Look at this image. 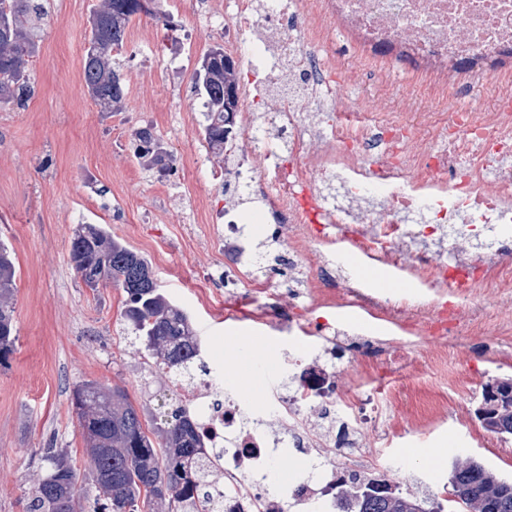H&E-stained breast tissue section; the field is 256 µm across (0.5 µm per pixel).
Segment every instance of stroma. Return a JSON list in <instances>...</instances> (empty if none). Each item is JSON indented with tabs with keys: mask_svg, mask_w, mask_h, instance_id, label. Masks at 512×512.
I'll use <instances>...</instances> for the list:
<instances>
[{
	"mask_svg": "<svg viewBox=\"0 0 512 512\" xmlns=\"http://www.w3.org/2000/svg\"><path fill=\"white\" fill-rule=\"evenodd\" d=\"M204 2L205 13L192 14L179 0H153L151 13L133 19L114 57L128 95L122 111L105 112L82 77L98 0H45L29 65L33 93L24 106L0 108V241L16 266L17 336L9 362L0 366V512H28L46 449L65 452L77 473L87 475L86 444L71 404L78 384L124 388L149 421L169 390L167 377L149 368L144 350L126 339L123 290H89L74 270L70 242L79 225H103L144 257L167 295L190 313L197 335L220 339L226 389L237 388L239 367L261 391L282 384L278 361L285 351L306 365L335 364L336 380L344 382L381 335L374 329L300 343L273 326L225 319L224 255L210 245L224 227L198 219L203 204L224 205V160L207 149L206 106L193 82L203 55L224 42L225 0ZM144 126L153 127L174 155L172 173L135 159L133 134ZM272 231L261 225L250 246L266 256L285 292L297 287L298 275ZM232 291L244 294L239 287ZM505 346L488 337L471 342V383L449 388L445 423L423 431L412 426L416 405L409 393L424 381L412 366L414 348L401 349L391 371L374 372L367 389L392 394L404 428L391 436L370 428L360 433L363 452L380 448L387 455L385 479L402 472L411 478L409 491L448 499L447 468L423 460L434 448L448 461L469 457L512 478V435L486 432L477 418L484 385L512 378V367L498 362Z\"/></svg>",
	"mask_w": 512,
	"mask_h": 512,
	"instance_id": "obj_1",
	"label": "stroma"
}]
</instances>
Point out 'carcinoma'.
Returning <instances> with one entry per match:
<instances>
[{
	"mask_svg": "<svg viewBox=\"0 0 512 512\" xmlns=\"http://www.w3.org/2000/svg\"><path fill=\"white\" fill-rule=\"evenodd\" d=\"M129 0H99L93 16L99 30L91 32L83 57L86 88L97 89L92 99L104 112H119L127 96L126 83L112 53L125 44L127 28L137 12ZM0 13L8 15L16 40L0 37V105L22 106L30 95L29 62L37 44L33 28L46 15L42 0H0ZM204 59L209 67L195 72V89L205 98L207 124L204 138L224 152L230 139L226 105H238V64L214 47ZM146 165L170 170L167 154H138ZM100 258L112 283L126 295L122 317L135 343L154 365L175 380L194 382L205 371L197 354V336L187 313L174 305L159 283L140 279L148 262L113 238L98 224L80 225L70 243V258ZM14 258L0 243V364L14 352L13 297L16 288ZM72 405L89 445L90 482H79L68 456L50 448L44 456L47 472L34 487L29 512H217L224 490L217 484L221 455L196 432L193 419L173 406L148 427L143 410L120 387L105 388L87 381L73 390ZM492 433L512 435V398L503 400L497 413L480 419ZM381 479L356 473L340 477L344 491L336 493L337 512H442L441 504L426 507L427 500L396 490L399 506L389 508L384 493L368 495L363 487ZM452 493L484 500L481 512H512V479L498 476L470 459L454 463L448 473Z\"/></svg>",
	"mask_w": 512,
	"mask_h": 512,
	"instance_id": "1",
	"label": "carcinoma"
}]
</instances>
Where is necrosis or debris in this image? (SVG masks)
I'll list each match as a JSON object with an SVG mask.
<instances>
[{"label":"necrosis or debris","instance_id":"obj_1","mask_svg":"<svg viewBox=\"0 0 512 512\" xmlns=\"http://www.w3.org/2000/svg\"><path fill=\"white\" fill-rule=\"evenodd\" d=\"M224 11V52L250 70L240 102L278 118L272 131L240 110L224 154L238 159L234 186L263 197L289 260L307 270L308 307H359L396 329L395 348L423 339L421 366L431 373L469 339L511 336L512 0H225ZM340 39L358 50L355 64L337 56ZM367 71L373 91L355 102L337 95V85ZM401 71L421 78L405 98L391 91ZM224 222L251 318L269 324L281 291L246 260L243 219L228 210ZM438 224L452 247L413 250ZM338 241L421 280L426 294L382 292L339 275L327 251ZM492 293L505 310L490 312ZM204 346L207 374L177 393L199 435L224 451L223 512H336L327 472L386 465L381 452L349 448L365 424L399 428L391 402L363 388L368 365L341 393L334 366L314 364L292 385L254 397L225 390L219 345L208 337ZM312 417L339 423L344 455L323 451L307 426ZM287 438L308 475L266 493L259 484L278 470Z\"/></svg>","mask_w":512,"mask_h":512}]
</instances>
